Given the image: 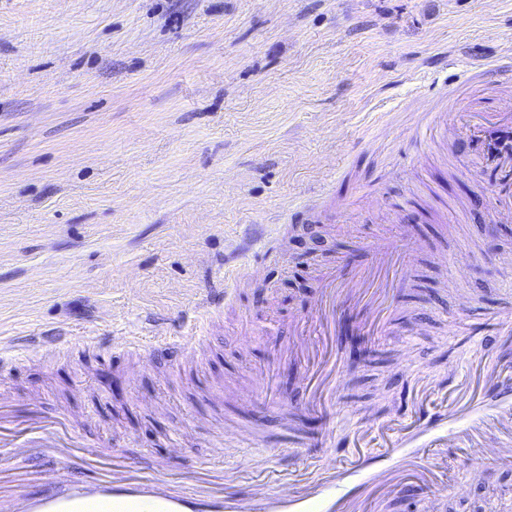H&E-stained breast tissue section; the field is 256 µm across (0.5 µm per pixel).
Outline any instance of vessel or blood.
<instances>
[{"label": "vessel or blood", "mask_w": 512, "mask_h": 512, "mask_svg": "<svg viewBox=\"0 0 512 512\" xmlns=\"http://www.w3.org/2000/svg\"><path fill=\"white\" fill-rule=\"evenodd\" d=\"M512 84L488 87L477 73L460 75L448 93V117L472 116L470 139L480 172L494 187L499 217H512ZM371 262L349 275L324 277L312 320L326 336H343L349 326L364 332L403 322L405 310L395 295L404 283L396 269L398 247L375 242ZM291 356L319 364L301 379L311 399L334 404L338 378L336 356L306 335L293 339ZM486 367L477 383L457 380L460 395L434 402L430 394L411 396L406 417L391 426L370 421L343 438L304 437L285 423L288 442L302 448L308 470L301 479L276 478L237 494L224 488V477L203 471L173 486L160 471L130 465L120 453L102 458L75 436L67 420L50 421L39 413L17 417L0 402V447L11 456L51 452L58 464L59 484L43 486L41 473L16 474L0 468V512H377L385 501L404 492L437 484L448 466L444 448H463L473 467H512V351L487 343ZM92 468L95 482L70 478L71 466Z\"/></svg>", "instance_id": "vessel-or-blood-1"}]
</instances>
